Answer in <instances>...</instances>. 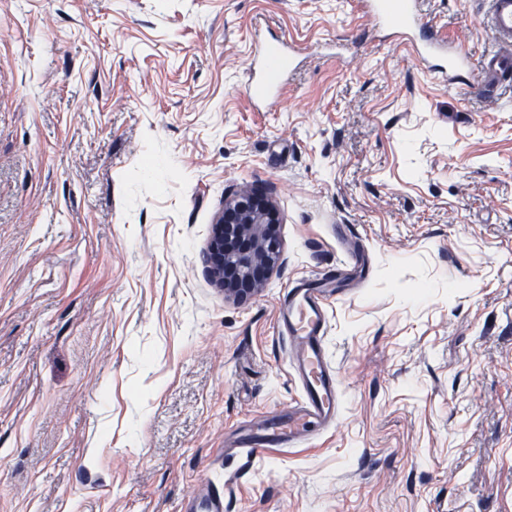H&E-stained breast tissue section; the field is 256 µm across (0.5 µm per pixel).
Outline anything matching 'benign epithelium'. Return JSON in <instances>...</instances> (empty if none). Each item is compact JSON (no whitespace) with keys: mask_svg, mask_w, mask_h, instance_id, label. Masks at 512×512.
<instances>
[{"mask_svg":"<svg viewBox=\"0 0 512 512\" xmlns=\"http://www.w3.org/2000/svg\"><path fill=\"white\" fill-rule=\"evenodd\" d=\"M276 211L258 191L238 194L214 225L208 263L224 293L244 300L261 287L281 257Z\"/></svg>","mask_w":512,"mask_h":512,"instance_id":"benign-epithelium-1","label":"benign epithelium"}]
</instances>
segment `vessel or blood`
Segmentation results:
<instances>
[{
  "label": "vessel or blood",
  "mask_w": 512,
  "mask_h": 512,
  "mask_svg": "<svg viewBox=\"0 0 512 512\" xmlns=\"http://www.w3.org/2000/svg\"><path fill=\"white\" fill-rule=\"evenodd\" d=\"M487 28L495 49L479 64H471L463 42L441 36L424 22L417 0H362L361 7L395 36L410 44L417 60L442 84L473 91L486 103H494L496 92L512 81V0H487ZM300 54L296 46L273 40L264 43L252 61L253 77L248 87L258 103L278 96ZM336 245L341 257L329 277L343 275L354 280L368 276L370 261L347 238ZM347 294L343 288H316L299 278L279 298L276 329L289 342L288 366L300 393L287 413L269 417L255 431L237 442L239 452L254 457L271 446H294L317 437L335 425L342 410V384L330 363L326 338L330 309ZM179 512H224V493L202 484L189 495Z\"/></svg>",
  "instance_id": "1"
}]
</instances>
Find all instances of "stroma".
<instances>
[{
    "label": "stroma",
    "instance_id": "1",
    "mask_svg": "<svg viewBox=\"0 0 512 512\" xmlns=\"http://www.w3.org/2000/svg\"><path fill=\"white\" fill-rule=\"evenodd\" d=\"M473 56L486 0H420ZM303 53L271 105L249 65ZM282 262H206L235 192ZM372 254L327 350L339 423L245 460L298 395L282 289ZM512 512V91L436 83L358 0H0V512ZM276 211L259 191L238 194L214 224L208 263L224 293L244 300L261 287L281 257ZM336 246L341 251V258L336 263V269L324 273V276L336 278L343 275L354 280L366 278L370 272L369 258L359 249L349 244V239L336 235ZM179 512H224V489L202 483L200 492H193L183 500Z\"/></svg>",
    "mask_w": 512,
    "mask_h": 512
}]
</instances>
